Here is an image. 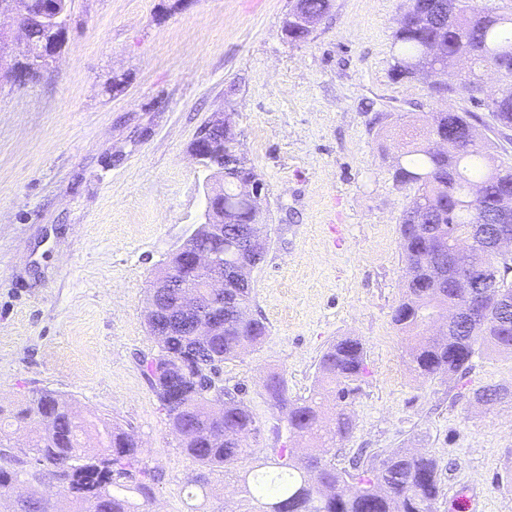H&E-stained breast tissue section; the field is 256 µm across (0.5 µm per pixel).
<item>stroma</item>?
<instances>
[{"label":"stroma","instance_id":"stroma-1","mask_svg":"<svg viewBox=\"0 0 512 512\" xmlns=\"http://www.w3.org/2000/svg\"><path fill=\"white\" fill-rule=\"evenodd\" d=\"M409 0H333L307 42L281 36L292 0H72L60 54L18 87L0 83V401L68 396L79 416L132 429L159 476L149 512H244L234 479L177 446L142 372L155 350L149 290L200 221L206 174L191 145L226 104L268 188L265 259L250 272L269 333L226 361L259 425L237 471L273 462L289 437L264 384L309 395L332 341L359 338L367 373L346 410L337 466L412 448L438 462L437 512H512V354H477L466 377L424 379L391 322L404 291L399 222L413 196L390 170L424 113L462 99L391 74Z\"/></svg>","mask_w":512,"mask_h":512}]
</instances>
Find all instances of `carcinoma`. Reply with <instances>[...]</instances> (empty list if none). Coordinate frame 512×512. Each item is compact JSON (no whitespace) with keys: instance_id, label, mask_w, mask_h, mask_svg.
Returning <instances> with one entry per match:
<instances>
[{"instance_id":"obj_1","label":"carcinoma","mask_w":512,"mask_h":512,"mask_svg":"<svg viewBox=\"0 0 512 512\" xmlns=\"http://www.w3.org/2000/svg\"><path fill=\"white\" fill-rule=\"evenodd\" d=\"M411 0L393 33V76L417 80L432 69L440 91L462 94L484 107L500 133L512 130V13H501L494 0ZM332 0H295L292 11L303 21L319 22ZM495 70L501 88L495 103L477 97L481 76ZM479 117L468 109L431 112L413 136L412 148L392 166L393 182L414 189L400 222L406 265L402 298L392 311V323L406 340L405 363L426 379L465 374L473 357L485 347L512 353V311L500 318L458 328L451 324L432 335L427 322L451 304L464 301V289L448 281V253H438L437 240L454 247L475 226L494 231L497 197L512 192V164L498 160L477 138ZM260 179L232 137L224 138V240L197 230L184 251L160 272L172 268L184 277V287L150 289L156 313L146 315L157 351L143 359L144 374L160 410L167 416L179 448L198 464L190 483L206 491L210 476L232 472L250 452L249 440L259 432L242 389L224 387V362L260 344L266 324L249 314L254 289L244 269L266 252L233 247L230 236L261 220L259 202L240 198L236 183ZM208 246L224 259V308L200 304L193 320L210 325L200 338L186 329L171 336L162 324L164 313H183L184 296L202 298V274L186 267L190 250ZM473 259L495 263L499 286L512 294V261H493L490 251ZM362 342L344 336L329 344L317 367L313 393L288 398L284 380L273 376L266 394L287 422L289 435L315 445V452L297 455L277 450L276 469L267 464L237 477L241 492L253 506L248 512H436L442 493L437 460L426 453L398 448L367 457L364 451L336 466V439L352 429L343 408L366 374ZM501 404L512 391L486 386L475 392L482 403ZM334 401V423L324 421L325 403ZM28 431L26 447L17 450L0 437V496L21 483L31 493L23 512H145L154 498L157 475L147 467L133 431L96 415L78 419L70 400L53 390L31 392L13 408L0 405V421Z\"/></svg>"}]
</instances>
